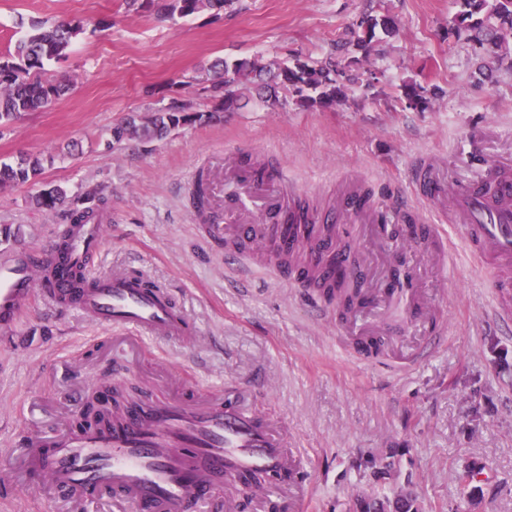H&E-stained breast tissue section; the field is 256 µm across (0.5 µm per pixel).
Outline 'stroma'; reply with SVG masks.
Wrapping results in <instances>:
<instances>
[{"instance_id":"35a3bbf8","label":"stroma","mask_w":512,"mask_h":512,"mask_svg":"<svg viewBox=\"0 0 512 512\" xmlns=\"http://www.w3.org/2000/svg\"><path fill=\"white\" fill-rule=\"evenodd\" d=\"M162 2L135 12L126 0H0L1 55L31 21L84 25L66 58L44 72L70 80L73 92L0 128V164L25 154L43 160L36 182L0 188V250L44 248L66 223L69 202L91 198L109 224L97 268L145 269L200 331L189 346L139 340L120 354L111 329L54 315L33 299L16 331L0 332V461L30 433L76 424L73 403L95 380L133 399L157 387L182 397L250 381L259 385L256 408L286 422L308 466L307 512H357L358 500L405 494L416 512H512V321L488 317L491 284L458 230L448 232L453 261L443 269L414 242L399 254L375 224L359 235L354 223L337 225V239L362 261L393 267L406 259L414 287L448 327L444 346L394 376L353 361L336 342L342 325L316 317L305 287L272 267L249 270L250 290L235 287L247 259L213 250L190 204L192 176L223 152L281 168L322 217L334 215L351 181L387 217L407 203L431 212L410 180L420 155H435L452 183L512 160V75L491 55L499 80L485 81L471 46L449 35L456 0H235L217 20L170 17ZM368 13L399 23L397 35L359 58L358 69L379 78L370 91L354 87L346 103L309 110L283 91L274 101L252 93L220 119L111 144L112 127L170 103L211 110L206 73L216 60L320 59ZM409 81L441 93L425 111L406 108L400 95ZM48 185L63 187L67 203L31 206ZM469 463L482 472L464 497L456 476ZM0 512L66 505L16 468L0 482Z\"/></svg>"}]
</instances>
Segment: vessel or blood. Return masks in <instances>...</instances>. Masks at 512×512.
<instances>
[{
  "mask_svg": "<svg viewBox=\"0 0 512 512\" xmlns=\"http://www.w3.org/2000/svg\"><path fill=\"white\" fill-rule=\"evenodd\" d=\"M491 176L497 187L491 196L470 185L456 187L458 220L472 253L502 270L512 266V163L496 165ZM413 180L418 193L434 202L447 189L438 164L427 155L417 158ZM205 193L204 237L211 247L234 252L241 238H249L265 247L253 264L273 265L279 279L310 283L327 293L336 252L324 261L314 256L293 260L301 244L319 239V225L300 222L289 232L269 221L289 207L281 171L258 173L227 156L210 162ZM337 210L379 217L371 197L355 184L347 187ZM400 218L424 235L432 261L445 266L448 244L439 225L424 223L419 211L409 208ZM104 228L103 220L91 214L84 223L58 225L53 242L40 252L1 253L0 329L16 327L38 294L55 309L131 331L139 339L191 342L196 325L144 272L96 271ZM382 302L378 296L345 313L348 332L341 346L389 371L411 368L442 330L434 328L415 347L394 356L387 346H373L370 337L356 331L364 312L378 310ZM22 448L27 468L53 485L71 512H83L88 501L101 499L131 504L134 512H224L220 485L243 482L255 471L268 477L256 495L270 499L272 512H299L310 494L302 458L289 447L284 426L258 413L250 390L241 386L220 394L201 389L181 402L159 398L114 412L107 423L83 431L62 428L49 439L27 436Z\"/></svg>",
  "mask_w": 512,
  "mask_h": 512,
  "instance_id": "1",
  "label": "vessel or blood"
}]
</instances>
